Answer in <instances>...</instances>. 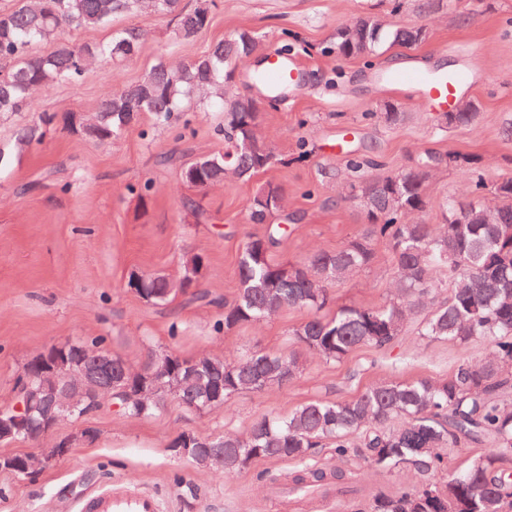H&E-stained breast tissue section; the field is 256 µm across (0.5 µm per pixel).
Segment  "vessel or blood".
<instances>
[{"mask_svg":"<svg viewBox=\"0 0 512 512\" xmlns=\"http://www.w3.org/2000/svg\"><path fill=\"white\" fill-rule=\"evenodd\" d=\"M264 72L272 82L297 87L302 82L303 71L293 58L270 52ZM384 82L414 89L417 97L434 109H441L453 102L463 92L470 90L475 78L472 70L459 67L449 70H428L410 66L385 72ZM161 503L156 494L143 490H129L112 485L107 489L87 495L79 505V512H160Z\"/></svg>","mask_w":512,"mask_h":512,"instance_id":"obj_1","label":"vessel or blood"}]
</instances>
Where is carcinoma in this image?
I'll list each match as a JSON object with an SVG mask.
<instances>
[{"mask_svg": "<svg viewBox=\"0 0 512 512\" xmlns=\"http://www.w3.org/2000/svg\"><path fill=\"white\" fill-rule=\"evenodd\" d=\"M143 0H15L11 8H0V63L7 66L9 81L0 84V112H23L39 91L57 84L76 83L94 62L122 61L139 51V27L126 26L107 42L79 44L64 38L69 26L86 29L112 25L114 17L141 9ZM155 13L170 18L183 39L197 36L210 18L200 17L181 5V0H151ZM429 38L421 25L387 26L371 15L362 16L339 28L325 55L338 58H369L386 43L405 49L420 46ZM41 42L54 44L48 54L33 51ZM258 47L248 30L235 31L211 46L209 51L180 66L163 62L153 66L138 82L104 99L98 110L81 122L83 134L95 141L116 138L139 112H154L160 121L183 111L194 92L209 95L224 107V153L200 158L208 164L203 181L220 183L228 176L249 179L265 172L275 159L270 142L262 133V113L245 112L240 95H227L224 81L230 67L244 63ZM251 136L256 151L243 154L237 145ZM436 155L427 152L410 167L380 179L364 177L363 165H353L356 179L350 185L360 200L367 224L363 231L335 252H320L303 263L273 259L272 250L285 233L279 224L268 227L262 237L249 239L238 257L236 274L239 291L224 302V316L216 328L259 321L286 307L305 308L313 315L293 330L305 348L328 362L343 360L353 349L365 345L384 353L401 333L404 321L425 296L438 302L417 327L418 336L449 340L465 345L473 339L487 342L492 356L479 366L462 362L445 379L417 378L388 381L367 387L345 400H314L285 418L263 417L246 436L220 435L208 438L210 446L224 449V472L229 474L255 460L294 458L305 460L312 450L328 442L336 454L350 450V436L371 427L363 440L365 455L379 468L391 470L408 465L427 477L412 488L372 498L365 512H512V409L505 401L512 392V179L491 185L500 205L492 212L481 197L464 207L470 223L457 224V203H443L446 230L432 231L425 219L428 199L425 188L432 178ZM283 188L274 182L253 196L248 220L265 224L283 205ZM386 239L397 275V294L378 306H345L331 317L320 315L332 302L329 285L352 271L372 264L373 239ZM453 276L447 297L441 296L440 275ZM169 279L148 274L140 288L127 287L158 305L169 304L179 293L196 286L189 280L178 290ZM69 351L78 365L87 353L107 352L105 339L72 343ZM172 367L193 394L188 407L209 411L243 391L261 392L286 386L295 378L271 380L262 374L280 365H299L297 358L255 351L238 362H222L224 381L213 383L197 370L198 359L170 353ZM112 359L110 397L126 416L150 418L159 407L138 401L126 387H135L150 362L122 376L125 360ZM42 368L28 362L19 378L23 393L40 382ZM98 408V396L85 393L71 417L83 418ZM401 420L396 428L386 423ZM488 442L496 448L492 457L475 456L451 476H435L442 470L439 448Z\"/></svg>", "mask_w": 512, "mask_h": 512, "instance_id": "carcinoma-1", "label": "carcinoma"}]
</instances>
